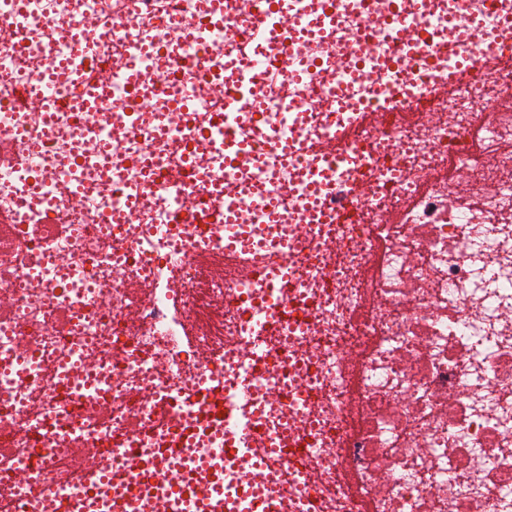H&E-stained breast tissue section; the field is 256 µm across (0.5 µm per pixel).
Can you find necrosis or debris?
<instances>
[{"mask_svg":"<svg viewBox=\"0 0 512 512\" xmlns=\"http://www.w3.org/2000/svg\"><path fill=\"white\" fill-rule=\"evenodd\" d=\"M398 7L425 49L373 24ZM321 11L331 29H306ZM256 15L276 37L253 54ZM508 17L512 0H0V512H155L142 472L173 464L201 503L192 466L220 448L224 512H512V118L487 121L512 100ZM295 40L305 58L280 66ZM461 46L500 62L461 65ZM224 75L239 111L209 92ZM388 109L409 121L361 128L349 161L304 145ZM226 136L247 164L212 149ZM250 197L244 281L224 227ZM259 438L276 462L247 496L235 465Z\"/></svg>","mask_w":512,"mask_h":512,"instance_id":"obj_1","label":"necrosis or debris"}]
</instances>
